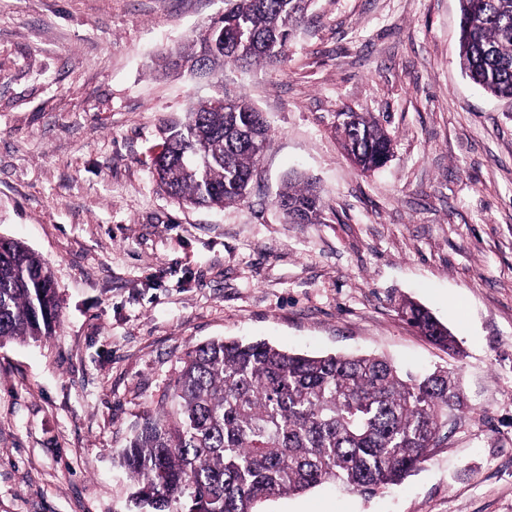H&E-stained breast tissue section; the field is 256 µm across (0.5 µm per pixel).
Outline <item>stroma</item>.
<instances>
[{
  "label": "stroma",
  "mask_w": 512,
  "mask_h": 512,
  "mask_svg": "<svg viewBox=\"0 0 512 512\" xmlns=\"http://www.w3.org/2000/svg\"><path fill=\"white\" fill-rule=\"evenodd\" d=\"M224 0H0V237L51 270L52 336L0 345V512H139L116 461L184 353L220 338L452 372L469 412L404 483L333 484L262 512H512V104L463 74L459 0H315L271 67L224 70L270 139L244 202L179 204L153 159L216 91L160 56ZM378 118L385 166L337 127ZM321 224L287 223L289 179ZM412 299L456 357L400 319ZM338 133L347 156L362 172L381 168L391 155L392 139L370 113H346ZM277 206L291 224H321L325 202L320 191L308 182H288L280 191Z\"/></svg>",
  "instance_id": "obj_1"
}]
</instances>
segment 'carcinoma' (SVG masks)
<instances>
[{
  "mask_svg": "<svg viewBox=\"0 0 512 512\" xmlns=\"http://www.w3.org/2000/svg\"><path fill=\"white\" fill-rule=\"evenodd\" d=\"M312 0H224V27L250 41L206 45V33L169 53L192 74L209 52L208 74L223 84L229 63H283L288 41ZM461 69L487 93L512 99V0H459ZM222 105L224 89L193 105L168 128L154 158L164 190L177 200L224 207L243 201L259 155L241 130L269 139L248 97ZM351 162L381 168L392 139L380 121L348 112L338 130ZM277 206L291 224H320L325 202L308 182H288ZM398 312L433 344L456 341L424 307ZM59 305L50 270L24 242L0 237V343L53 334ZM467 409L446 370L413 375L371 354L310 356L268 341L217 339L181 358L169 393L147 412L119 464L136 504L149 512H259L269 500L326 483L373 496L400 484L448 439V423Z\"/></svg>",
  "mask_w": 512,
  "mask_h": 512,
  "instance_id": "1",
  "label": "carcinoma"
}]
</instances>
